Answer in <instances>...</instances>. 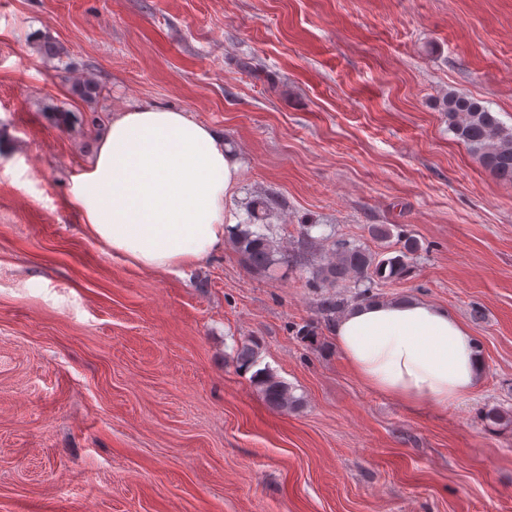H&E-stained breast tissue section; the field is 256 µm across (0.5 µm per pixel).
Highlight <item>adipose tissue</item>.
Masks as SVG:
<instances>
[{"label": "adipose tissue", "instance_id": "adipose-tissue-1", "mask_svg": "<svg viewBox=\"0 0 512 512\" xmlns=\"http://www.w3.org/2000/svg\"><path fill=\"white\" fill-rule=\"evenodd\" d=\"M240 172L211 127L182 112L127 107L72 194L91 238L131 265L168 270L223 249L235 226L225 204ZM333 334L364 386L417 411L458 403L485 368L467 327L419 298L352 306Z\"/></svg>", "mask_w": 512, "mask_h": 512}]
</instances>
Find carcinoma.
Instances as JSON below:
<instances>
[{
	"instance_id": "cac0c4a2",
	"label": "carcinoma",
	"mask_w": 512,
	"mask_h": 512,
	"mask_svg": "<svg viewBox=\"0 0 512 512\" xmlns=\"http://www.w3.org/2000/svg\"><path fill=\"white\" fill-rule=\"evenodd\" d=\"M448 118V128L458 140L466 144L477 156L480 164L496 179L512 183V129L503 126L497 116L475 99L450 93L442 102ZM272 197L254 201L250 210V223L237 225L230 240L242 256L247 268L255 273H265L274 265L288 262V255H279L273 241L251 229V225L263 220L266 212L274 207ZM419 250L418 241L409 235L400 241L397 255L382 258L360 246L338 241L332 247V260L312 269L308 286L318 296V313L327 324L335 323L347 305L336 288L350 277L371 283L404 276L409 271V259ZM237 368L248 370L258 361L257 349L243 343L235 349ZM265 402L281 411L294 409L300 399L289 386L274 374L260 370L253 376ZM489 425H512V410L491 409L482 414Z\"/></svg>"
}]
</instances>
